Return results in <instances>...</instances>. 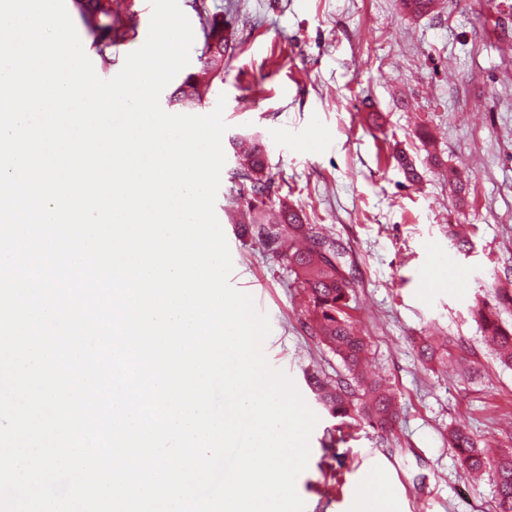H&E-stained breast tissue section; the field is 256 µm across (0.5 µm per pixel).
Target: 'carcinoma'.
Instances as JSON below:
<instances>
[{
  "instance_id": "obj_1",
  "label": "carcinoma",
  "mask_w": 512,
  "mask_h": 512,
  "mask_svg": "<svg viewBox=\"0 0 512 512\" xmlns=\"http://www.w3.org/2000/svg\"><path fill=\"white\" fill-rule=\"evenodd\" d=\"M74 9L83 26L93 38V46L104 62L112 63L107 50L114 42L112 0H73ZM205 43L198 58L196 71L187 74L169 98L172 105H183L187 98L200 100V81L223 80L224 21L218 16L206 18ZM244 163L241 176L250 183L247 209L256 211L266 205L264 196L269 185L259 174L264 168V150L254 141H242ZM257 236L268 249L286 257L295 278L293 286L308 297L312 311L309 323L314 335L342 360L348 379L331 383L314 378L313 389L328 412L335 418L362 419L383 430L392 428L398 417L394 393L376 381H369L362 370L370 344L356 327L350 313L352 282L343 276L342 253L336 242L311 226L300 223V217L290 213L276 224L252 220ZM494 302L476 306L481 327L493 345L500 362L512 366V329L503 326L498 309L512 307V293L492 285ZM426 361L450 356L448 349L424 342L419 345ZM448 445L458 454L464 472L470 476H488L496 488V512H512V450L495 451L482 448L475 435L464 427L448 432Z\"/></svg>"
}]
</instances>
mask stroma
<instances>
[{
    "instance_id": "1",
    "label": "stroma",
    "mask_w": 512,
    "mask_h": 512,
    "mask_svg": "<svg viewBox=\"0 0 512 512\" xmlns=\"http://www.w3.org/2000/svg\"><path fill=\"white\" fill-rule=\"evenodd\" d=\"M125 35L113 78L145 42L149 0H113ZM229 32L224 79L198 111L224 103L225 165L215 212L231 248V285L268 315L264 343L317 414L296 489L305 512H357L367 473L396 512H495L490 481L472 482L448 431L462 425L512 448V369L473 314L492 283L512 284V0H436L407 14L401 0H206ZM266 147L268 210L303 214L341 247L351 313L371 340L370 368L390 382L399 418L382 431L331 417L308 384L333 381L338 357L306 326L304 296L285 257L244 223L237 140ZM406 153V174L396 153ZM464 185L451 192L449 174ZM466 227L471 244L452 232ZM459 266L450 290L440 260ZM447 345L449 365L423 363L422 340Z\"/></svg>"
}]
</instances>
